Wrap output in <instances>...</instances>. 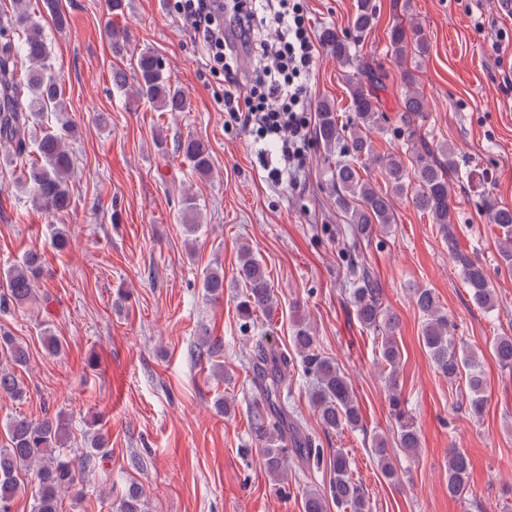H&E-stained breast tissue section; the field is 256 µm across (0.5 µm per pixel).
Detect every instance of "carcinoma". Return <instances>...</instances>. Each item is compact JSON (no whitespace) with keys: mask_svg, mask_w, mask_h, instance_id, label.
I'll return each instance as SVG.
<instances>
[{"mask_svg":"<svg viewBox=\"0 0 512 512\" xmlns=\"http://www.w3.org/2000/svg\"><path fill=\"white\" fill-rule=\"evenodd\" d=\"M376 5L373 0H357L356 12L349 27L339 30L325 28L322 41L343 66L357 63L352 41L361 38L374 26ZM391 55L401 70L405 87L401 112L407 141L410 142V162L413 172H407L401 159L374 154L371 131H381V108L377 90L385 87L388 74L381 68L362 65L368 83L349 85L350 110L355 112V125L338 123L336 109L328 102L319 107L315 127L316 138L331 150L341 146L342 155L332 171L336 207L349 217L355 238L371 239L380 229L395 222L394 201L411 200L413 206L429 217L438 227L448 253L463 278L474 303L487 311L496 307L491 279L483 264L463 251L452 224V202L449 194L450 174L456 170V152L452 147L433 148L417 136L415 123L425 112V102L415 89L416 74L408 66V58H422L429 53V43L420 26L395 21L388 34ZM25 58L28 68L21 72L18 59ZM49 53L42 27L33 21L27 9L17 8L10 23L0 26V142L10 145L14 155L25 166L24 184L35 206L51 213L69 208L67 174L71 159L63 133L36 134L35 122L40 113L62 104L61 87L47 65ZM137 95L162 110L178 112L186 107L179 90L164 76L162 59L151 51L139 55L136 68ZM36 146L38 158H30V145ZM178 152L191 169L206 175L211 170L209 146L199 139H187L178 144ZM373 158L382 165L386 190L376 188L360 173L362 158ZM490 223L497 226L498 253L507 272L512 274V207L491 198L483 201ZM239 275L245 291L238 303L244 324L254 323L256 312L271 316L277 300L263 264L247 245L239 248ZM44 272V258L38 252H28L21 262L0 273V315L37 302L36 285ZM351 303L357 320L373 332L391 415L397 427V444L411 456L420 449V432L414 417L405 409L400 398L398 366L401 352L396 341V318L383 306V293L369 271H353ZM204 296L216 300L224 296V272L212 269L204 274ZM416 307L423 316L421 336L437 372L449 382L464 379L469 392V413L481 415L487 380L480 362L473 355L459 351L453 334L454 324L448 320L434 292L421 288L414 292ZM295 357L281 350L272 335L261 337L250 349L248 361L253 371V387L258 395L257 416L260 420L263 467L271 480L280 484L287 479L288 466L298 463L308 469H319L329 462L331 477L325 490L305 492L304 512H327V501L347 512H366L363 488L352 477L348 454L336 450L325 459L324 449L303 430L300 421L285 413L280 405V390L288 384L295 366L313 380L309 399L318 413L325 432L364 430L360 405L349 378L336 361L324 355L316 345L310 324L300 321L293 336ZM492 349L499 366L512 370V336H497ZM224 342L204 336L196 346L198 361L209 362L211 375L224 380V362L219 360ZM29 362L26 344L7 331L0 330V399L22 402L27 388L15 375L19 367ZM71 420L61 412L45 410L41 419L32 421L17 415L7 419V438L0 444V512H12V502L20 489L19 475L34 471L37 481L34 512H59L63 495L83 496L84 479L93 473L109 455L108 438L100 429L87 432L86 447L70 448ZM375 454L383 474L395 481L399 478L393 466L386 441H375ZM471 462L457 448L448 454V494L453 497L473 495L470 486ZM144 489L129 480L118 505V512H146Z\"/></svg>","mask_w":512,"mask_h":512,"instance_id":"1","label":"carcinoma"}]
</instances>
